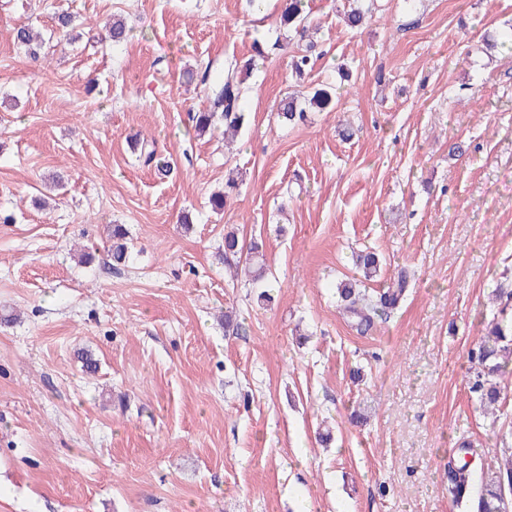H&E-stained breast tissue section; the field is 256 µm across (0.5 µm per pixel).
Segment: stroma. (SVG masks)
Masks as SVG:
<instances>
[{
	"instance_id": "stroma-1",
	"label": "stroma",
	"mask_w": 512,
	"mask_h": 512,
	"mask_svg": "<svg viewBox=\"0 0 512 512\" xmlns=\"http://www.w3.org/2000/svg\"><path fill=\"white\" fill-rule=\"evenodd\" d=\"M378 3L356 32L348 0H309L323 55L303 88L338 86L335 111L281 124L288 56L270 55L228 147L188 114L206 68L274 41L276 0H0V512H464L449 458L497 452L468 351L512 280V47L476 46L512 30V0ZM230 229L263 241V281L232 278ZM365 248L386 259L371 288L414 279L361 335L335 285Z\"/></svg>"
}]
</instances>
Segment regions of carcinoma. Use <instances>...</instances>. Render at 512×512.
<instances>
[{"label":"carcinoma","instance_id":"cac0c4a2","mask_svg":"<svg viewBox=\"0 0 512 512\" xmlns=\"http://www.w3.org/2000/svg\"><path fill=\"white\" fill-rule=\"evenodd\" d=\"M375 9L374 0H360V4L344 13L348 26L352 29L362 27L364 20ZM279 28L292 32L304 41L291 56L290 70L292 77L303 81L312 71V55L315 44L305 41L310 26L309 13L306 11V0H282L279 15ZM14 41L26 53L37 58L42 49L31 29L19 27L14 33ZM288 37L279 36L268 47L255 42L256 58H264L268 52L285 47ZM256 58L241 61L235 57L224 61V70L209 81L207 90L208 105L199 112L191 113L194 129L199 134H206L217 125L224 126V135H234L248 121V113L242 106L246 94V81L256 68ZM336 104V92L331 86L313 88L310 97L300 102L294 96L287 95L280 99L277 115L286 125H298L306 121L308 110H333ZM237 179L227 178L224 192L212 196V210L222 212L236 197ZM126 232L122 226L115 224L112 228V262L121 265L128 258V246L125 242ZM258 242L249 245L241 244L234 232L224 236V253L245 257L243 273L254 281L262 275L254 270V262L260 255ZM356 267L362 269L365 279L376 277L380 271L379 256L372 251H361L353 257ZM408 275L400 270L390 279L386 288L370 293L357 287L353 280H342L336 284L338 306L347 320L360 330L371 328L375 320L390 309L400 305L406 296ZM471 366L468 371L467 385L469 392L479 401L485 414L491 416L490 432L501 445L500 453L505 462L489 465L481 472L463 458L472 452L469 445L458 449L456 458L448 463V495L453 504L466 503L467 512H512V433L496 427V411L500 403L507 398L499 382L506 372H512V324L504 325L493 319L483 329L480 336L468 352Z\"/></svg>","mask_w":512,"mask_h":512}]
</instances>
